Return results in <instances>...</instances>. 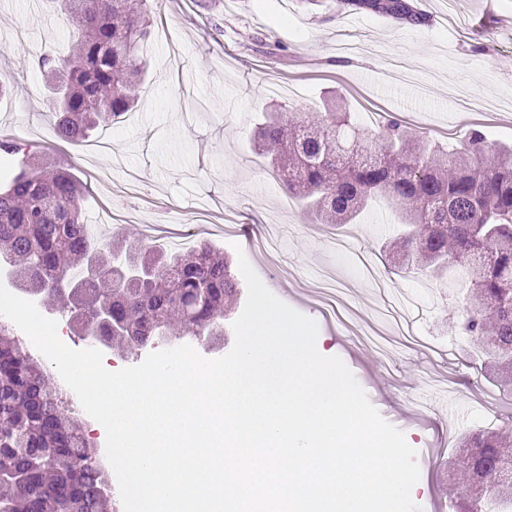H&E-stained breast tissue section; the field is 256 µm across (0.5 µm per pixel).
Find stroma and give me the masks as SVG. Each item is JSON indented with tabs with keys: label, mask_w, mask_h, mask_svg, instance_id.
<instances>
[{
	"label": "stroma",
	"mask_w": 512,
	"mask_h": 512,
	"mask_svg": "<svg viewBox=\"0 0 512 512\" xmlns=\"http://www.w3.org/2000/svg\"><path fill=\"white\" fill-rule=\"evenodd\" d=\"M425 25L397 23L337 0H147L154 27L148 77L123 122L81 144L60 138L37 58L69 52L72 24L47 0H0V135L88 187L90 224L111 225L125 247L144 225L168 244L194 229L224 252L241 245L261 281L314 319L318 350L340 357L371 404L417 452L416 503L453 512L456 457L466 430L507 429L512 400L470 362L472 345L452 331L459 309L448 285L421 272L393 274L384 242L394 217L379 203L349 228L309 223L270 176L251 136L258 113L321 111L339 96L364 131L371 113L392 112L430 140L457 142L471 125L512 141V0H412ZM409 78L388 76L390 57ZM476 105L462 120L453 96Z\"/></svg>",
	"instance_id": "stroma-1"
}]
</instances>
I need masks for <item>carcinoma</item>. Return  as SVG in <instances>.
<instances>
[{
  "label": "carcinoma",
  "mask_w": 512,
  "mask_h": 512,
  "mask_svg": "<svg viewBox=\"0 0 512 512\" xmlns=\"http://www.w3.org/2000/svg\"><path fill=\"white\" fill-rule=\"evenodd\" d=\"M75 21L77 52L37 58L60 78L49 108L61 137L82 141L117 123L137 98L152 37L146 0H51ZM403 23L424 24L409 0H340ZM254 143L272 177L316 224H352L375 201L397 207L402 231L387 243L398 268L435 278L454 272L464 292L456 327L475 344L481 369L512 393V146L472 126L457 143L428 142L394 115L362 144L336 104L315 117L267 112ZM84 187L46 171L35 155L0 189V264L25 291L49 298L82 333L129 349L172 332L224 335V304L239 282L228 257L207 243L191 257L139 245L124 254L96 239L83 217ZM453 491L454 512H512V444L469 432ZM76 410L50 387L42 364L0 325V512H103L111 483Z\"/></svg>",
  "instance_id": "cac0c4a2"
}]
</instances>
